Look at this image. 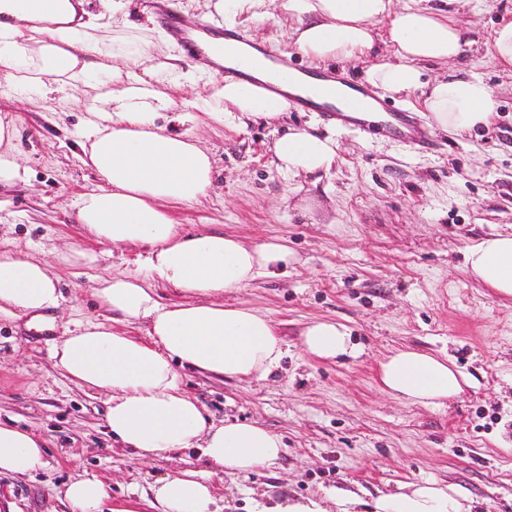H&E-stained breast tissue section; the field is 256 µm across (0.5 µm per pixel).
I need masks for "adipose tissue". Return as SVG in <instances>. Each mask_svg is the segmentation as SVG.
Returning a JSON list of instances; mask_svg holds the SVG:
<instances>
[{
    "label": "adipose tissue",
    "instance_id": "obj_1",
    "mask_svg": "<svg viewBox=\"0 0 512 512\" xmlns=\"http://www.w3.org/2000/svg\"><path fill=\"white\" fill-rule=\"evenodd\" d=\"M393 0H281L282 11L296 19L295 46L311 61L360 60L372 55L374 28L387 21V40L395 62L371 65L365 79L393 94L428 88L423 107L444 130L464 136L489 125L497 102L476 75L423 82L424 65L457 57L465 39L456 21L432 7L393 10ZM0 68L17 88L68 86L83 82L88 54L100 58L99 69L111 72L114 88L95 95L86 110L82 137L86 163L100 184L75 200L76 219L98 243L143 247L146 276L120 274L99 279L93 295L111 322L86 320L64 336L52 356L75 385L105 393L106 423L117 442L142 459L164 458L195 449L204 469L172 473L150 485L141 498L151 512H213L211 479L248 476L275 462L284 447L279 435L248 422L208 420L198 401L187 394L180 374L190 367L217 376L244 380L264 378L280 368L283 341L272 320L245 306H227L217 295L240 289L293 263L282 243L245 245L221 232L180 231L171 216L175 205L204 200L213 186L209 154L186 132L158 126L172 97L134 74V66L166 55L164 38L145 39L125 57L111 54L92 21L74 23L69 0L50 12L20 10L17 0H0ZM67 57L58 69V57ZM289 102L267 104L252 85L228 82L211 97L196 100L180 113L181 124L202 117L240 124L244 119L287 112ZM278 169L296 178L329 170L336 159L332 138L298 130L274 144ZM473 278L500 296L512 297V236L496 234L471 247L466 256ZM164 284L179 300H160L155 286ZM57 276L43 260L21 252L0 251V314L41 316L60 307ZM143 323L146 338L116 330V323ZM305 350L320 360L355 358L361 353L345 325L317 320L303 333ZM379 386L388 394L439 408L458 396L466 376L452 360L401 349L379 361ZM45 445L32 430L0 424V474L30 475L44 469ZM72 512H100L109 498L106 483L77 476L64 488ZM355 492L332 490L319 500H256L253 512H362ZM473 500L457 486L435 480L407 484L383 493L371 512H472Z\"/></svg>",
    "mask_w": 512,
    "mask_h": 512
}]
</instances>
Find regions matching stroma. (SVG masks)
<instances>
[{
	"label": "stroma",
	"instance_id": "stroma-1",
	"mask_svg": "<svg viewBox=\"0 0 512 512\" xmlns=\"http://www.w3.org/2000/svg\"><path fill=\"white\" fill-rule=\"evenodd\" d=\"M444 8L470 44L459 59L428 64L426 80L475 74L499 102L492 123L466 138L437 126L418 91L386 100L420 116L434 141L427 152L382 133L337 129L315 112L242 125L204 120L189 129L211 154L214 186L202 203L174 206L176 222L249 245L277 240L297 257L279 276L223 295L224 303L273 321L286 350L280 368L248 381L182 372L185 389L215 419L258 422L286 446L274 465L248 478L213 477L220 512H249L251 499L264 493L318 499L336 487L372 499L423 479L459 486L478 512H512V300L464 269L468 248L512 235V73L486 54L495 29L512 19V0H446ZM166 10L189 27L215 14L211 0H132L125 24L107 34L108 50L129 53L159 35L154 18ZM231 21L274 54L307 64L293 44L294 20L278 8L262 20L240 13ZM153 82L175 101L157 123L176 133L175 113L222 85L205 79L173 90L163 71ZM112 87L111 74L93 67L67 96L25 93L0 69V118L13 123L27 170L25 183L0 189V249L44 260L64 295L47 336L27 317L0 315V421L40 435L48 463L32 476L0 475V512H70L63 489L80 473L104 480L111 500L121 502L169 473L203 466L195 450L144 460L112 441L104 396L71 383L51 356L66 328L99 317L96 278L144 270L145 249L99 244L73 208L99 184L81 160L84 101ZM306 127L335 140L336 161L327 172L291 180L275 166L273 145ZM73 248L99 252L97 267L59 264ZM318 319L349 327L361 356L309 355L301 333ZM406 348L449 356L468 379L463 392L440 408L384 392L377 363Z\"/></svg>",
	"mask_w": 512,
	"mask_h": 512
}]
</instances>
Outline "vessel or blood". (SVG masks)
<instances>
[{
	"label": "vessel or blood",
	"mask_w": 512,
	"mask_h": 512,
	"mask_svg": "<svg viewBox=\"0 0 512 512\" xmlns=\"http://www.w3.org/2000/svg\"><path fill=\"white\" fill-rule=\"evenodd\" d=\"M163 23L173 40L183 49L185 55L215 72L221 78L232 81L250 82L254 80L253 72L241 62H228L227 57L217 50L213 39L216 33H223L225 39L244 46L245 57L270 59L276 75L274 78L259 82V87L266 96L283 95L285 88L296 85L303 73L295 69L288 58L270 57L265 43L250 39L232 29H223L220 19H211L197 28H187L181 18L175 14L163 17ZM292 102L299 111L314 110L321 119L339 129L358 130L373 134L384 130L388 137L419 150L427 145L426 138L418 128L413 113L388 109L366 85L352 87V97L346 108L340 109L329 103L319 101L318 97L297 94Z\"/></svg>",
	"instance_id": "obj_1"
}]
</instances>
